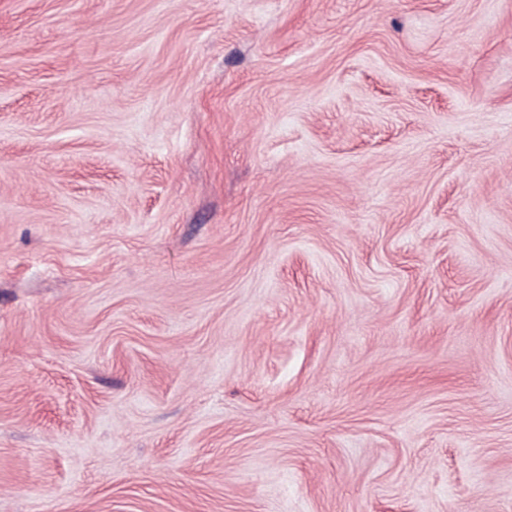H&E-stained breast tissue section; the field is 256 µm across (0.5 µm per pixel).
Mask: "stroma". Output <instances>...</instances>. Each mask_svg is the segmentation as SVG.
<instances>
[{
  "instance_id": "obj_1",
  "label": "stroma",
  "mask_w": 512,
  "mask_h": 512,
  "mask_svg": "<svg viewBox=\"0 0 512 512\" xmlns=\"http://www.w3.org/2000/svg\"><path fill=\"white\" fill-rule=\"evenodd\" d=\"M0 512H512V0H0Z\"/></svg>"
}]
</instances>
